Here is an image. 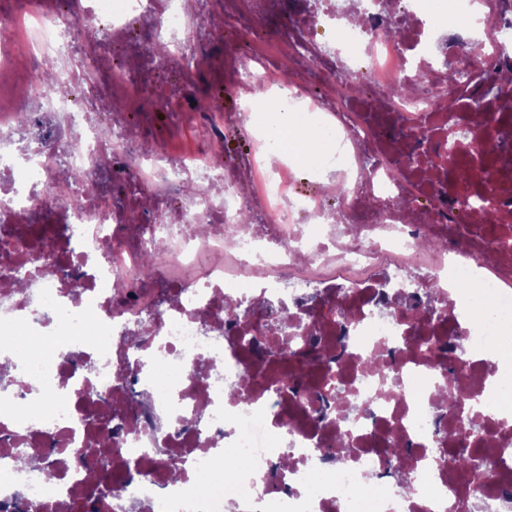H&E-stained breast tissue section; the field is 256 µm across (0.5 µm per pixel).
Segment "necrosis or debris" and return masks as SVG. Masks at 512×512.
I'll return each instance as SVG.
<instances>
[{"mask_svg": "<svg viewBox=\"0 0 512 512\" xmlns=\"http://www.w3.org/2000/svg\"><path fill=\"white\" fill-rule=\"evenodd\" d=\"M197 2L0 4V76L23 75L0 105L14 270L0 276V358L25 352L22 382L0 388V512H512V103L487 91L512 68V0H320L314 13L306 0H208L206 23ZM329 21L333 50L317 39ZM475 29L487 65L449 86L433 64ZM418 68L430 81L395 94ZM216 75L244 110H197ZM49 76L59 93L42 94ZM254 82L314 132L310 161L259 120L270 105L245 98ZM157 113L195 147L128 136ZM233 138L251 149L213 164ZM65 140L80 150L62 153ZM304 162L339 176L338 209L289 196ZM464 199L488 213L462 212ZM104 434L118 478L94 497ZM464 452L472 466L451 472Z\"/></svg>", "mask_w": 512, "mask_h": 512, "instance_id": "4bbe7bcc", "label": "necrosis or debris"}]
</instances>
